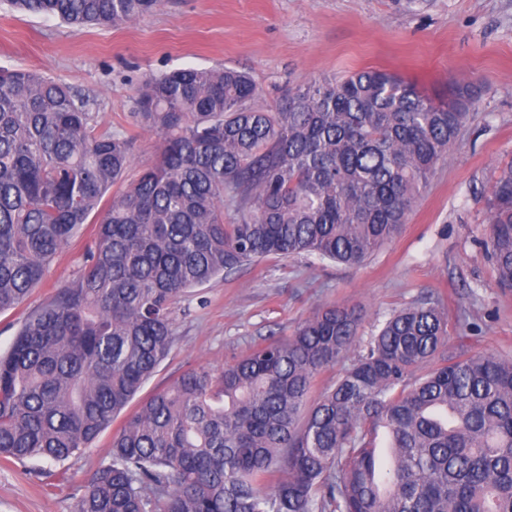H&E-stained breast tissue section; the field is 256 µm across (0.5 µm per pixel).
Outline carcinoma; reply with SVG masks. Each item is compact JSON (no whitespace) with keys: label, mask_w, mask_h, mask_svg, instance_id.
<instances>
[{"label":"carcinoma","mask_w":512,"mask_h":512,"mask_svg":"<svg viewBox=\"0 0 512 512\" xmlns=\"http://www.w3.org/2000/svg\"><path fill=\"white\" fill-rule=\"evenodd\" d=\"M162 2L8 0L96 26ZM256 96L228 68L147 79L133 117L162 147L108 202L132 139L101 129L68 86L0 69V313L97 216L78 276L0 354V459L63 466L88 448L167 358L187 289L270 256L364 263L400 232L478 103L469 85L435 100L378 69L291 89L273 112ZM486 208L510 288L512 162ZM360 325L332 306L218 372H184L112 436L75 512H512V356L449 348L448 314L424 299L311 398Z\"/></svg>","instance_id":"1"}]
</instances>
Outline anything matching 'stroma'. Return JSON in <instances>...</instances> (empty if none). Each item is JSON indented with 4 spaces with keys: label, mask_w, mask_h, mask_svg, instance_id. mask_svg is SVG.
Wrapping results in <instances>:
<instances>
[{
    "label": "stroma",
    "mask_w": 512,
    "mask_h": 512,
    "mask_svg": "<svg viewBox=\"0 0 512 512\" xmlns=\"http://www.w3.org/2000/svg\"><path fill=\"white\" fill-rule=\"evenodd\" d=\"M186 67L249 72L254 104L265 109L290 88L366 69L394 72L433 96L455 81L470 84L480 101L402 232L363 265L270 257L189 289L173 308L172 349L139 399L188 369L222 368L336 304L361 313L365 339L393 311L429 298L448 313L450 346L512 355V288L497 286L484 247V200L512 162V0H164L153 14L104 28H75L0 0V68L60 80L88 99L101 127L133 139L132 164L111 195L160 147L130 116L137 88ZM94 233L84 225L26 300L0 314L1 353L28 315L77 276ZM124 422L114 419L64 474L49 460L0 461V512H74Z\"/></svg>",
    "instance_id": "stroma-1"
}]
</instances>
